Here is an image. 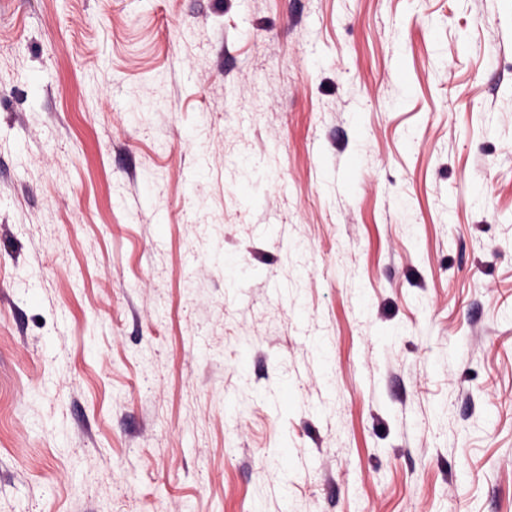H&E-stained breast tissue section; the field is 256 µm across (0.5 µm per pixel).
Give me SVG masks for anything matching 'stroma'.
I'll return each instance as SVG.
<instances>
[{
	"mask_svg": "<svg viewBox=\"0 0 512 512\" xmlns=\"http://www.w3.org/2000/svg\"><path fill=\"white\" fill-rule=\"evenodd\" d=\"M0 512H512V0H11Z\"/></svg>",
	"mask_w": 512,
	"mask_h": 512,
	"instance_id": "obj_1",
	"label": "stroma"
}]
</instances>
